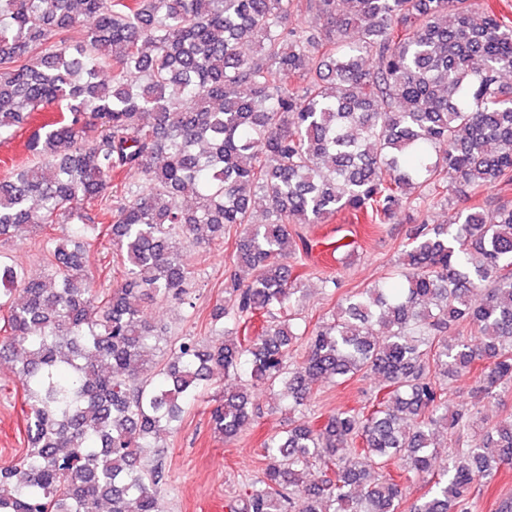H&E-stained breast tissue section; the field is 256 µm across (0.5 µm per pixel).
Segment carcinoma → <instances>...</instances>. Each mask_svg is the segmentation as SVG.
Returning <instances> with one entry per match:
<instances>
[{
	"label": "carcinoma",
	"mask_w": 512,
	"mask_h": 512,
	"mask_svg": "<svg viewBox=\"0 0 512 512\" xmlns=\"http://www.w3.org/2000/svg\"><path fill=\"white\" fill-rule=\"evenodd\" d=\"M507 75L512 20L472 0H0V141L57 112L26 141L33 162L0 181V240L41 231L50 266L32 278L0 261V358L19 364L27 406L0 512H162L160 439L218 370L245 376L212 398L225 440L253 416L251 387L294 412L323 383L383 382L364 408L268 438L262 476L227 512H401L394 463L436 476L406 512H468L474 484L512 467V415L438 474L437 437L472 418L448 417L446 382L473 374L493 400L512 386V207L423 221L393 277L312 331L286 316L304 293L290 225L345 210L390 224L453 185L512 190ZM106 224L126 276L96 288L87 251ZM231 233L234 299L212 310L215 339L171 341L136 301L186 300Z\"/></svg>",
	"instance_id": "1"
}]
</instances>
